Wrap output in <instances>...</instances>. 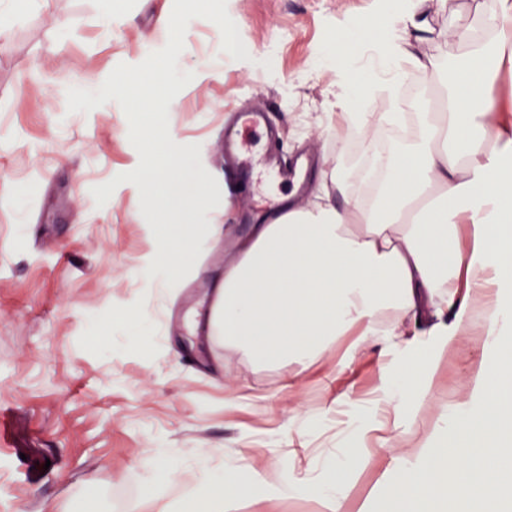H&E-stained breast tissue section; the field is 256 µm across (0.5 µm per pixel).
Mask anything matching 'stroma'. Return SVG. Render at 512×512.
<instances>
[{
    "label": "stroma",
    "instance_id": "obj_1",
    "mask_svg": "<svg viewBox=\"0 0 512 512\" xmlns=\"http://www.w3.org/2000/svg\"><path fill=\"white\" fill-rule=\"evenodd\" d=\"M492 0H432L420 45L428 58L462 62L455 29L483 37L477 19ZM173 0H0V512H111L115 490H134L136 512H157L142 493L150 463L165 448L180 459L174 482L157 501H181L198 484L189 459L199 448L219 465L228 448L252 463L262 483L247 512H316L308 501L279 497L269 468L282 465L300 480L336 455L354 426L384 423L379 342L339 360L335 352L289 382L284 365L259 366L220 344L212 332L189 328L224 276L214 253L232 251L267 213L289 200L310 204L333 162L338 142L353 157L364 147L333 112L338 72L314 60L340 31L371 19L375 0H227L259 67L225 66L219 28L190 21L177 68L193 73L169 113L181 145L200 147L201 162L224 177V102L261 108L278 131L286 158L310 156L299 170L306 189L272 181L260 163L229 182L232 212L206 216L217 232L192 271L170 294L147 288L145 262L156 243L144 225L137 187H116L104 206L92 188L136 168L139 155L116 101L87 113L67 110V89L89 74L109 75L160 50ZM65 18L74 27H61ZM69 75L51 87L46 74ZM141 319L145 335L131 345L127 324ZM461 362L438 361L427 400L414 415L417 435L435 433L436 411L453 398ZM356 387L365 402L343 399ZM314 418L302 431L291 400Z\"/></svg>",
    "mask_w": 512,
    "mask_h": 512
}]
</instances>
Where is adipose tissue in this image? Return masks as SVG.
I'll use <instances>...</instances> for the list:
<instances>
[{
	"label": "adipose tissue",
	"mask_w": 512,
	"mask_h": 512,
	"mask_svg": "<svg viewBox=\"0 0 512 512\" xmlns=\"http://www.w3.org/2000/svg\"><path fill=\"white\" fill-rule=\"evenodd\" d=\"M428 3L376 0L374 34L357 21L320 60L349 66L336 83V103L380 170L376 194H355L354 170L337 149L322 202L267 215L225 262L213 328L255 363H285L299 374L336 344L352 357L374 337L392 349L410 331L408 315H430L437 349L420 342L382 388L398 420L432 385L436 357L455 356V337L499 350L498 359L464 372L454 404L439 412L447 448L428 437L408 445L395 430L378 439L380 455H393L394 465L359 512H410L414 500L427 512H469L479 495L488 496V512H512V351L504 347L512 338V116L493 93L502 63H512V40L468 43L478 68L454 72L444 112L417 117L403 149L374 151L377 122L401 124L403 113L377 120L360 109L380 77L397 84L431 69L418 50ZM368 55L375 67L353 69ZM368 460L364 449H342L307 482L280 478L278 492L321 512H347L348 479ZM252 471L239 452L225 450L220 470L199 471L195 512H245L256 498ZM438 479L451 495L433 493Z\"/></svg>",
	"instance_id": "ef3b65f1"
}]
</instances>
